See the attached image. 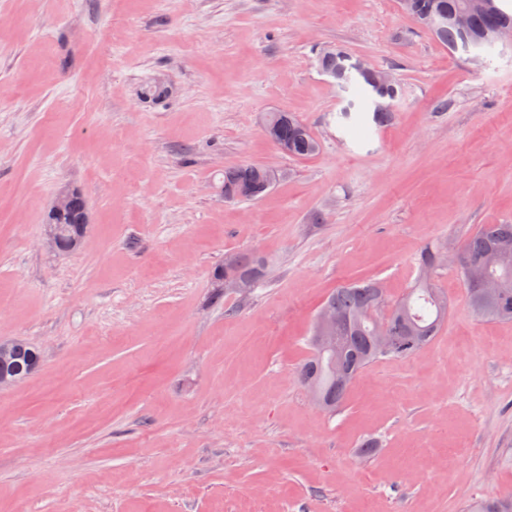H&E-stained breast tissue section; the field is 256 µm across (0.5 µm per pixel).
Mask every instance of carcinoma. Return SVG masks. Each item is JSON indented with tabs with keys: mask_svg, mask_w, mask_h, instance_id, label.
<instances>
[{
	"mask_svg": "<svg viewBox=\"0 0 512 512\" xmlns=\"http://www.w3.org/2000/svg\"><path fill=\"white\" fill-rule=\"evenodd\" d=\"M479 0H406L402 9L419 27L429 31L451 51L458 50L463 33L454 17L461 11L469 15V32L474 42L488 40L493 31L512 30V11L501 6L488 12L478 6ZM439 16L443 22L429 27L425 21ZM347 55L336 47H326L318 54L321 72L346 91L353 83L352 71L345 64ZM265 127L275 145L295 159H306L319 153L321 143L296 116L287 112H269ZM276 181L270 168L262 164L232 167L224 170L221 190L224 198L255 200ZM88 204L83 194L67 190L57 207L50 210L47 223L57 225L56 251L77 250L87 232L85 223ZM512 246V224H482L456 250L458 274L467 286V307L484 319L512 322V254L503 255L502 248ZM444 244L436 241L425 246L417 258L418 276L409 291L380 318L384 289L373 279H360L333 290L322 304L336 315V353L330 358L310 346L309 358L299 367V382L316 394L321 407L334 411L346 400L350 386L369 366L382 358L407 359L417 355L442 328L448 317V299L442 289L430 281L428 273L442 267ZM266 260L255 253H242L224 259L212 273L213 298L224 297L222 280L226 277L246 278L256 287L263 277ZM496 281V291L488 293L473 287L476 276ZM395 338V347L381 350L375 336L380 327ZM40 352L21 339L0 342V381L17 383L40 364ZM469 512H512V494L494 501L470 506Z\"/></svg>",
	"mask_w": 512,
	"mask_h": 512,
	"instance_id": "obj_1",
	"label": "carcinoma"
}]
</instances>
